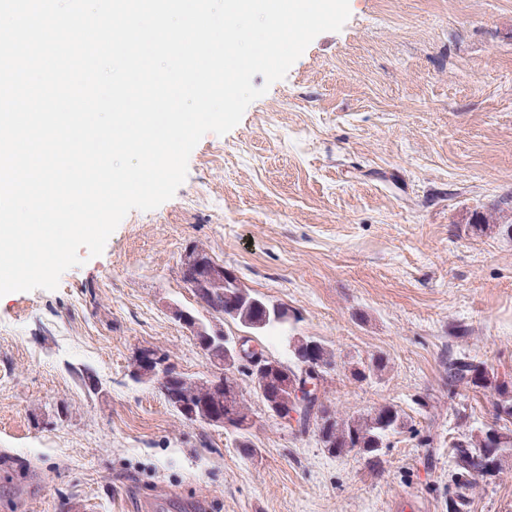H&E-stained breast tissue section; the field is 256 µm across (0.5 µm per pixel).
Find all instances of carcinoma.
Wrapping results in <instances>:
<instances>
[{
	"label": "carcinoma",
	"mask_w": 512,
	"mask_h": 512,
	"mask_svg": "<svg viewBox=\"0 0 512 512\" xmlns=\"http://www.w3.org/2000/svg\"><path fill=\"white\" fill-rule=\"evenodd\" d=\"M189 288L198 307L224 314V318L233 321L246 332L268 336L277 330H288L290 315L287 311L245 288L214 287L199 273L192 277ZM197 345L211 357L223 361L231 359L228 354L231 341L222 336H201L197 339ZM291 352L293 364L283 365L281 370L293 375L304 372L310 377L315 373L323 379L338 368L335 352L318 340L298 338L292 344ZM386 367V357L377 355L367 364L353 362L351 376L362 382ZM166 373L169 376L166 385L169 396L165 401L182 421L195 422V419L176 408V404L185 403L196 407L214 399L211 380L186 376L172 368L166 369ZM240 374L250 378L254 392H264L267 399L285 409L290 404V393L280 377L264 367L252 369L243 366L224 379V414L230 417L237 433V448L244 455L253 456L257 449L253 448L249 439L253 428L250 415L240 406ZM460 386L474 391L490 389L497 398L493 403V423L472 429L452 442V479L457 491L455 496L448 499V512H470L469 488L480 479L499 474L506 458L512 456V430L499 425L501 421L512 422V383L491 377L484 363L464 356L448 362V392L453 394ZM313 426L320 448L330 456L341 457L354 452L363 457L367 464L378 467L382 464L389 437L404 429L406 421L402 411L393 404L357 416L342 415L338 410L323 404L320 414L314 418Z\"/></svg>",
	"instance_id": "obj_1"
}]
</instances>
